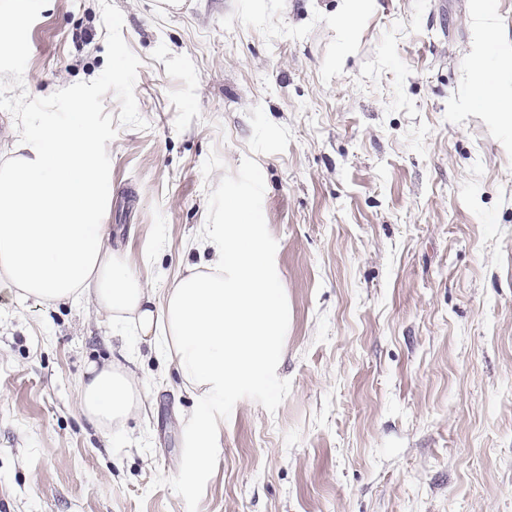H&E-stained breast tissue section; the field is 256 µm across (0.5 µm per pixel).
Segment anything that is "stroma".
Instances as JSON below:
<instances>
[{
    "label": "stroma",
    "mask_w": 512,
    "mask_h": 512,
    "mask_svg": "<svg viewBox=\"0 0 512 512\" xmlns=\"http://www.w3.org/2000/svg\"><path fill=\"white\" fill-rule=\"evenodd\" d=\"M16 34L0 149L80 96L112 247L160 298L248 198L288 333L197 471L163 346L1 291L0 512H512V122L469 69L512 105V0H38ZM108 361L142 407L104 432L77 389ZM470 68L477 75L476 93L487 110L499 113L512 112L500 106V90L496 83L483 77L482 63L479 59L470 62Z\"/></svg>",
    "instance_id": "1"
}]
</instances>
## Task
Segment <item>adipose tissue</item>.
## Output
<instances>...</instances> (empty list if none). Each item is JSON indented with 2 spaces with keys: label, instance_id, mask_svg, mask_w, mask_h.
<instances>
[{
  "label": "adipose tissue",
  "instance_id": "obj_1",
  "mask_svg": "<svg viewBox=\"0 0 512 512\" xmlns=\"http://www.w3.org/2000/svg\"><path fill=\"white\" fill-rule=\"evenodd\" d=\"M1 151L0 289L48 305L92 302L141 340L163 342L204 403L266 383L288 306L262 259L247 198L215 226L207 271L180 278L160 299L110 246L112 185L96 114L26 125ZM78 394L81 414L105 430L141 406L129 372L112 362L90 364Z\"/></svg>",
  "mask_w": 512,
  "mask_h": 512
}]
</instances>
